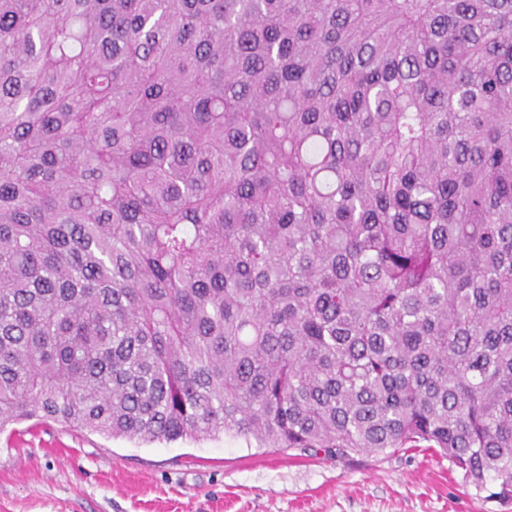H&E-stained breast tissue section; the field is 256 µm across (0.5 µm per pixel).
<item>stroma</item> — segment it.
Returning <instances> with one entry per match:
<instances>
[{"mask_svg": "<svg viewBox=\"0 0 512 512\" xmlns=\"http://www.w3.org/2000/svg\"><path fill=\"white\" fill-rule=\"evenodd\" d=\"M0 512H512V501H484L431 450L146 443L33 418L0 433Z\"/></svg>", "mask_w": 512, "mask_h": 512, "instance_id": "stroma-1", "label": "stroma"}]
</instances>
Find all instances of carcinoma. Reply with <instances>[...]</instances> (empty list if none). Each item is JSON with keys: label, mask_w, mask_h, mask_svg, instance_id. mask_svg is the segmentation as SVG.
<instances>
[{"label": "carcinoma", "mask_w": 512, "mask_h": 512, "mask_svg": "<svg viewBox=\"0 0 512 512\" xmlns=\"http://www.w3.org/2000/svg\"><path fill=\"white\" fill-rule=\"evenodd\" d=\"M427 448L512 500V0H0V431Z\"/></svg>", "instance_id": "1"}]
</instances>
